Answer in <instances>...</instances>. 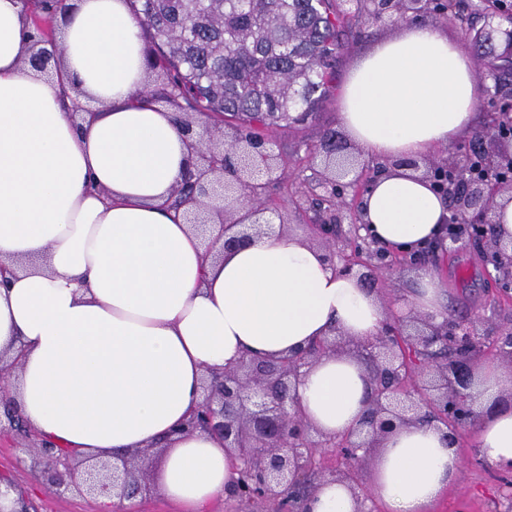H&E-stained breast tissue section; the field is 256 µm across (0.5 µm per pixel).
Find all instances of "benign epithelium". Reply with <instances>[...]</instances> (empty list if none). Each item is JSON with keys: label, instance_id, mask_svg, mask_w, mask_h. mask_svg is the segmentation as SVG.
I'll return each instance as SVG.
<instances>
[{"label": "benign epithelium", "instance_id": "benign-epithelium-1", "mask_svg": "<svg viewBox=\"0 0 512 512\" xmlns=\"http://www.w3.org/2000/svg\"><path fill=\"white\" fill-rule=\"evenodd\" d=\"M423 0H389L386 12L401 19L416 11ZM190 138L192 164L177 191L180 206L187 208L188 223L204 227L217 217L224 224V250L239 249L253 234L263 231V191L282 182L285 170L278 156L267 151V138L251 140L233 121L215 127L206 121L182 118ZM480 167L469 168V159H434L425 175L448 198L451 212L449 247L461 237L451 231L455 219L468 218L470 237L490 254L497 278L512 282V236L499 231L495 201L512 182L492 173L512 162V155L498 150L506 136L494 127L484 137ZM321 154L324 167L315 185L304 195L320 189L330 203L327 217L306 225L318 239L325 258L340 273L359 279L375 278L398 263L423 265L422 253L406 255L384 250L361 236V197L352 198L354 237L339 250L341 212L347 207L345 191L367 183L365 170L356 160L339 153L336 136L325 133L323 142L310 150ZM348 353L369 365V392L364 415L356 428L334 437H317L302 416L297 385L303 374L327 354ZM495 359L512 364V324L486 327L479 319L461 323L448 316L440 324L419 314L386 317L380 333L360 340L325 337L291 355L274 359L242 360L204 380L202 399L183 423L180 433L204 432L220 439L235 452L237 478L224 489L237 503L259 504L267 512H307L305 505L315 474L356 490L362 484L363 467L372 462L374 450L396 430L426 425L443 431L454 446L463 431L477 424L470 389L482 362ZM7 423L0 433L35 436L18 411L6 405ZM333 451L340 458L334 467L321 466V457ZM31 465L41 469L58 493L86 491L95 498L117 496L132 501L151 491L139 472L156 449L138 448L112 461L80 460L44 438L24 449Z\"/></svg>", "mask_w": 512, "mask_h": 512}]
</instances>
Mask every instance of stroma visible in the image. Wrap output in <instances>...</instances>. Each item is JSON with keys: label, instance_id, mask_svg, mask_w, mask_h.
Masks as SVG:
<instances>
[{"label": "stroma", "instance_id": "35a3bbf8", "mask_svg": "<svg viewBox=\"0 0 512 512\" xmlns=\"http://www.w3.org/2000/svg\"><path fill=\"white\" fill-rule=\"evenodd\" d=\"M395 19L369 21L343 53L337 67V84H344L350 69L379 39L396 28ZM479 93L475 104L476 127H483L487 113L512 111V79L492 85L481 61L473 63ZM339 104L330 99L315 116L302 124L283 126L268 134L272 152L287 161L283 183L269 186L263 201L271 224L282 225L290 234L306 237V225L314 215L313 202L299 194L302 183L312 180L321 168L320 159L310 158L308 150L318 144L325 128H338ZM448 286V310L458 318L482 316L500 324L512 321V307L498 303L497 286L484 273L477 250L462 242L455 256L440 261L437 271ZM22 439L11 436L0 440V474L13 478L25 490L34 492L40 512H100L96 499L68 492L56 494L41 474L30 467L21 453ZM430 512H512V500L502 492L501 484L484 466H468L432 504Z\"/></svg>", "mask_w": 512, "mask_h": 512}]
</instances>
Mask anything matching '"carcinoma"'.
Returning a JSON list of instances; mask_svg holds the SVG:
<instances>
[{
  "instance_id": "carcinoma-1",
  "label": "carcinoma",
  "mask_w": 512,
  "mask_h": 512,
  "mask_svg": "<svg viewBox=\"0 0 512 512\" xmlns=\"http://www.w3.org/2000/svg\"><path fill=\"white\" fill-rule=\"evenodd\" d=\"M54 17L64 0H34ZM373 0H131L146 63L163 71L155 94L214 122L238 120L250 138L295 112L319 111L336 86V64L373 14ZM489 21L512 13L507 0H476Z\"/></svg>"
}]
</instances>
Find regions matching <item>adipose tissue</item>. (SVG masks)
I'll return each instance as SVG.
<instances>
[{
  "label": "adipose tissue",
  "mask_w": 512,
  "mask_h": 512,
  "mask_svg": "<svg viewBox=\"0 0 512 512\" xmlns=\"http://www.w3.org/2000/svg\"><path fill=\"white\" fill-rule=\"evenodd\" d=\"M59 20L52 77L27 65L37 44L22 0H0V357L17 378L0 401L59 447L109 457L161 446L156 485L183 512L223 493L232 461L210 435H179L205 375L250 358H275L338 331L370 339L385 308L321 250L281 232L213 255L181 212L174 188L191 162L178 113L136 104L147 84L142 30L128 0H70ZM472 64L439 28L399 24L349 73L339 121L365 156L390 161L363 195L379 242L409 250L437 239L448 203L402 167L471 128ZM84 110L73 122L72 107ZM448 290L429 269L399 305L442 321ZM505 373L482 369L472 387L477 448L512 466V409L495 407ZM368 378L361 362L321 358L297 387L305 419L336 436L360 419ZM459 454L442 432L404 427L372 469L386 512H428L454 481ZM309 512H354L352 491L326 482Z\"/></svg>",
  "instance_id": "ef3b65f1"
}]
</instances>
